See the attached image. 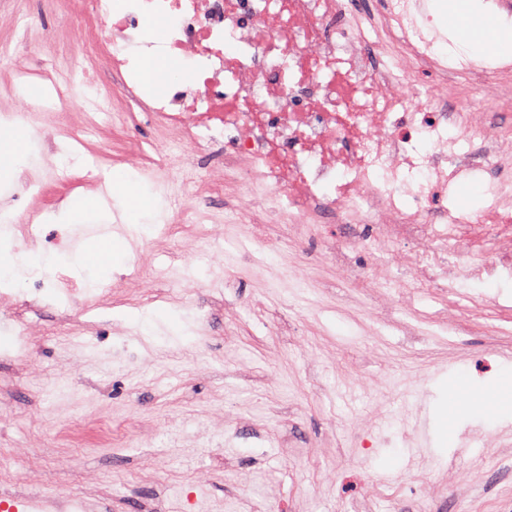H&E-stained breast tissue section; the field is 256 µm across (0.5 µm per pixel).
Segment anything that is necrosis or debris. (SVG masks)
<instances>
[{
	"label": "necrosis or debris",
	"instance_id": "obj_1",
	"mask_svg": "<svg viewBox=\"0 0 512 512\" xmlns=\"http://www.w3.org/2000/svg\"><path fill=\"white\" fill-rule=\"evenodd\" d=\"M431 0H375L367 11L351 0H82L88 21L109 20L112 34L93 40L74 60L59 91V109L30 106L35 130H67L71 98L81 97L84 134L118 116H139L174 131L152 143L147 168H162L166 199L179 223L202 224L188 202L232 193L226 210L241 221L237 200H251L252 223L270 216L290 226H351L347 242L362 245L358 224H376L389 240L425 241L411 258L412 277L437 284L449 274L512 278V254L463 267L458 242L473 229L512 237V62L443 55L446 40L429 12ZM163 19V37H142L146 21ZM190 72L163 94L145 90L129 53ZM98 58L112 82L92 84L86 67ZM431 144L420 151L419 142ZM229 144L219 178L203 174L189 150L208 153ZM484 176L482 212L453 201L459 179Z\"/></svg>",
	"mask_w": 512,
	"mask_h": 512
}]
</instances>
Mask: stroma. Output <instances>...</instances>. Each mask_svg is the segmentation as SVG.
Wrapping results in <instances>:
<instances>
[{"label":"stroma","mask_w":512,"mask_h":512,"mask_svg":"<svg viewBox=\"0 0 512 512\" xmlns=\"http://www.w3.org/2000/svg\"><path fill=\"white\" fill-rule=\"evenodd\" d=\"M21 7L0 113L23 111L31 88L57 103L86 48L55 0ZM159 137L144 120L81 147L32 132L21 169L0 175V247L53 259L73 290L50 291L52 273L0 283V498L46 512H75L80 494L85 512H349L355 497L374 512H512V416L491 406L512 385V283L390 292L421 242L349 250L345 227L272 218L200 238L163 208L137 215L148 231L126 233L119 270L85 268L63 203L101 192L115 153L114 171L152 190L131 145ZM174 253L181 275L161 278Z\"/></svg>","instance_id":"1"}]
</instances>
